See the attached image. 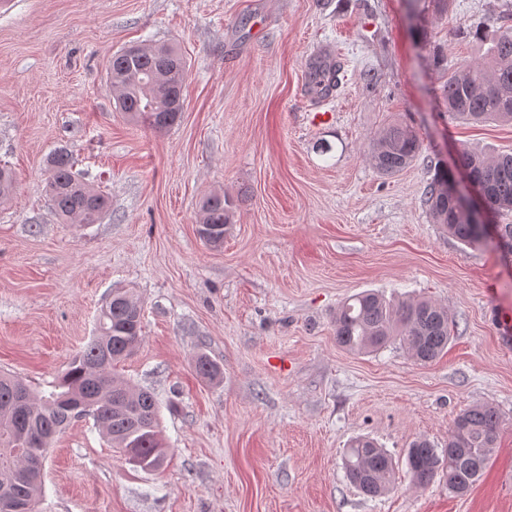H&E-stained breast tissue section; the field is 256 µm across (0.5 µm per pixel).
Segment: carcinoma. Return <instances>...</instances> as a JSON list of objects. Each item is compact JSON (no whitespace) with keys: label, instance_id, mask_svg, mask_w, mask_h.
<instances>
[{"label":"carcinoma","instance_id":"cac0c4a2","mask_svg":"<svg viewBox=\"0 0 512 512\" xmlns=\"http://www.w3.org/2000/svg\"><path fill=\"white\" fill-rule=\"evenodd\" d=\"M481 55L448 69L444 99L448 112L464 121L512 122V25L502 24L492 33L478 35ZM187 60L172 46L142 49L131 55L121 50L112 56L108 80L117 93L119 110L137 124L166 129L183 111ZM336 87V73L324 61L312 66L311 90L318 97ZM420 141L403 124H392L373 138L369 154L375 168L392 175L416 158ZM458 164L481 183L492 212L512 210V152L485 156L463 148ZM448 173L438 170L425 192L429 215L435 224L466 246L481 242L478 228L448 195ZM13 175L0 167V204L9 202ZM46 190L54 211L70 224H95L108 209L109 199L74 171L72 154L54 153L48 161ZM233 202L224 195L207 197L199 210V223L223 233L231 223ZM142 306L134 295L115 293L100 310L98 335L76 355L63 376L45 394H34L16 375L0 374V482L10 479V489L38 504L44 462L56 435L77 416L73 403L84 406L82 417L93 419L128 462L144 471L160 470L167 458L161 437L160 408L154 393L120 381L118 362L131 356L141 341ZM448 309L430 300L391 303L364 291L348 298L336 312V340L357 354L380 350L399 341L420 364L434 361L450 340ZM197 373L208 380L223 374L221 366L201 353ZM500 416L491 407L474 406L455 418L448 432V447L441 450L426 438L406 450L411 481L423 487L450 472L448 491L466 494L479 481L496 447ZM348 480L368 497L394 489V462L375 441L354 438L344 457Z\"/></svg>","mask_w":512,"mask_h":512}]
</instances>
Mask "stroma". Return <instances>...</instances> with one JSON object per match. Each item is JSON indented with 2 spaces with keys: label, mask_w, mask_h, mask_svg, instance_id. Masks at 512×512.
<instances>
[{
  "label": "stroma",
  "mask_w": 512,
  "mask_h": 512,
  "mask_svg": "<svg viewBox=\"0 0 512 512\" xmlns=\"http://www.w3.org/2000/svg\"><path fill=\"white\" fill-rule=\"evenodd\" d=\"M506 0H0V370L48 391L97 334L116 291L143 305L120 376L153 391L169 454L127 463L93 420L71 422L45 462L39 512H512V254L434 224L436 169L462 194L461 148L512 151V123L448 114V69L474 59ZM177 45L189 72L174 126H139L107 76L119 50ZM341 53L339 85L307 94L309 62ZM399 120L421 148L395 175L370 140ZM64 149L107 193L94 224H65L45 192ZM236 209L224 244L198 235L204 198ZM377 290L447 308L432 363L399 343L354 354L336 311ZM206 353L224 370L201 378ZM474 405L502 419L483 476L463 496L413 487L406 450L445 446ZM395 460V491L368 498L343 468L349 441Z\"/></svg>",
  "instance_id": "1"
}]
</instances>
